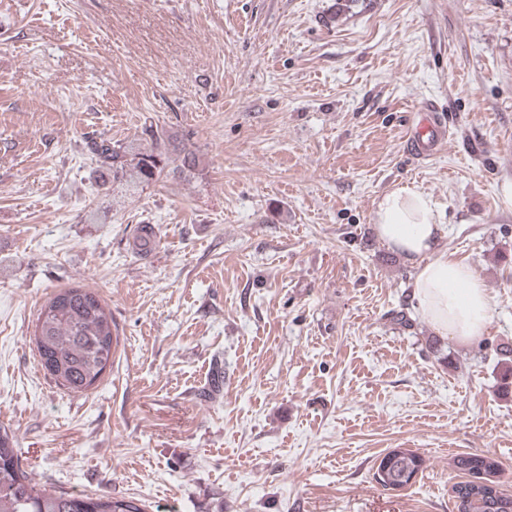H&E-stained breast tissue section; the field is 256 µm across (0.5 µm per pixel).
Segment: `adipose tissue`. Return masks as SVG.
<instances>
[{
	"mask_svg": "<svg viewBox=\"0 0 512 512\" xmlns=\"http://www.w3.org/2000/svg\"><path fill=\"white\" fill-rule=\"evenodd\" d=\"M372 222L378 238L414 269L412 298L436 335L460 345L484 336L489 298L476 271L444 249V227L429 196L417 186L384 193Z\"/></svg>",
	"mask_w": 512,
	"mask_h": 512,
	"instance_id": "adipose-tissue-1",
	"label": "adipose tissue"
}]
</instances>
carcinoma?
<instances>
[{"label":"carcinoma","mask_w":512,"mask_h":512,"mask_svg":"<svg viewBox=\"0 0 512 512\" xmlns=\"http://www.w3.org/2000/svg\"><path fill=\"white\" fill-rule=\"evenodd\" d=\"M143 139L125 144L92 138L87 143L91 160L112 175V183L131 194L160 180L169 165L170 135L151 126ZM174 170H199L196 150H181ZM34 343L39 362L56 384L74 394L92 388L112 365L118 333L107 304L91 289L72 285L53 293L38 314ZM408 461L418 473L423 460L417 454L392 450L379 461L374 477L388 486L384 475ZM453 467L466 476L451 492L466 501L464 512H512V495L499 489V467L488 456L467 453L455 457ZM0 512H144L133 500L110 494L66 493L36 482L20 462L14 437L0 430Z\"/></svg>","instance_id":"cac0c4a2"}]
</instances>
